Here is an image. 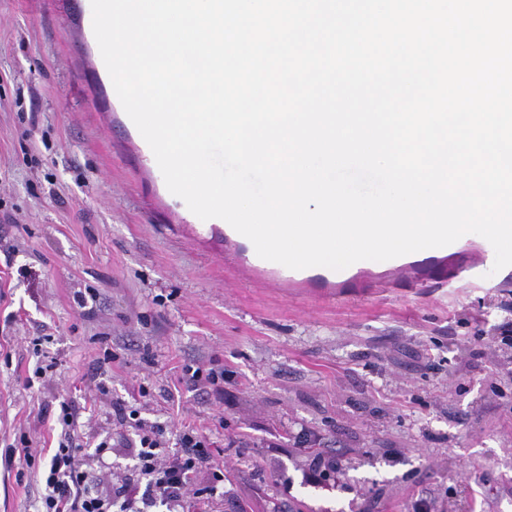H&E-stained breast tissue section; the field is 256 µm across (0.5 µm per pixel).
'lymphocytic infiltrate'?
Masks as SVG:
<instances>
[{"label":"lymphocytic infiltrate","mask_w":512,"mask_h":512,"mask_svg":"<svg viewBox=\"0 0 512 512\" xmlns=\"http://www.w3.org/2000/svg\"><path fill=\"white\" fill-rule=\"evenodd\" d=\"M59 407L61 431L56 448L44 458L37 449L24 450L26 460H43L40 512H150L158 505L165 506L166 512H184L188 497L212 494L215 483L224 479L223 471L211 466L210 444L203 435L188 429L172 441L162 427L142 424L128 447L136 461V481L115 483L110 496H101L95 467L109 444L99 442L91 452L76 444L70 432L73 409L65 401ZM207 466L212 469V484L195 487L197 470Z\"/></svg>","instance_id":"1"}]
</instances>
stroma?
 <instances>
[{
    "label": "stroma",
    "mask_w": 512,
    "mask_h": 512,
    "mask_svg": "<svg viewBox=\"0 0 512 512\" xmlns=\"http://www.w3.org/2000/svg\"><path fill=\"white\" fill-rule=\"evenodd\" d=\"M88 2L0 0V512H37L20 439L54 447L63 399L83 437L117 399L206 434L224 485L189 512H512V275L470 279L468 242L270 280L167 189ZM37 338L56 367L28 389ZM320 449L337 467L313 484Z\"/></svg>",
    "instance_id": "35a3bbf8"
}]
</instances>
